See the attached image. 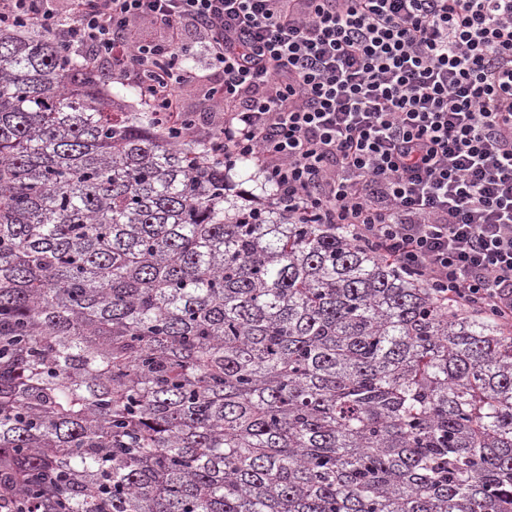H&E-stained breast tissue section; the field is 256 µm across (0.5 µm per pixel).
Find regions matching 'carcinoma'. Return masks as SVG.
Here are the masks:
<instances>
[{
    "mask_svg": "<svg viewBox=\"0 0 512 512\" xmlns=\"http://www.w3.org/2000/svg\"><path fill=\"white\" fill-rule=\"evenodd\" d=\"M0 486L32 512H512V334L241 204L0 30Z\"/></svg>",
    "mask_w": 512,
    "mask_h": 512,
    "instance_id": "cac0c4a2",
    "label": "carcinoma"
}]
</instances>
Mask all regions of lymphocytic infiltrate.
Returning a JSON list of instances; mask_svg holds the SVG:
<instances>
[{"instance_id":"1","label":"lymphocytic infiltrate","mask_w":512,"mask_h":512,"mask_svg":"<svg viewBox=\"0 0 512 512\" xmlns=\"http://www.w3.org/2000/svg\"><path fill=\"white\" fill-rule=\"evenodd\" d=\"M30 29L225 171L258 163L289 218L349 225L512 332V0H0V30ZM196 41L210 128L184 107Z\"/></svg>"}]
</instances>
